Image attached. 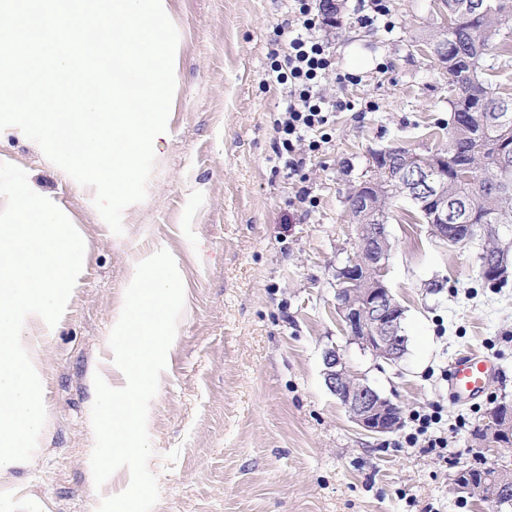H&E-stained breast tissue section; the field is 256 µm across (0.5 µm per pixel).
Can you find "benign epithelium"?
Here are the masks:
<instances>
[{
	"mask_svg": "<svg viewBox=\"0 0 512 512\" xmlns=\"http://www.w3.org/2000/svg\"><path fill=\"white\" fill-rule=\"evenodd\" d=\"M448 156L404 155L399 169L396 195L416 211L431 208L432 233L448 239V221L457 216L458 204L448 201ZM371 200L354 194L348 201L351 220L371 212ZM359 249L336 270V311L344 323L349 343L357 345L373 360L392 363L402 347L404 308L381 276L388 258L387 228L367 235L363 224L355 225ZM325 382L330 392L360 430L376 436L398 429L395 418L399 407L385 397L367 378L354 372L344 355L330 349L323 357ZM486 444L512 440V403L502 402L488 410L484 421ZM482 469L491 472L490 482L459 483L455 491L477 500H487L496 508L512 507V461L496 458Z\"/></svg>",
	"mask_w": 512,
	"mask_h": 512,
	"instance_id": "1",
	"label": "benign epithelium"
}]
</instances>
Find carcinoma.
Segmentation results:
<instances>
[{
  "instance_id": "obj_1",
  "label": "carcinoma",
  "mask_w": 512,
  "mask_h": 512,
  "mask_svg": "<svg viewBox=\"0 0 512 512\" xmlns=\"http://www.w3.org/2000/svg\"><path fill=\"white\" fill-rule=\"evenodd\" d=\"M457 16L448 42L437 44L426 38L431 54L448 73V197L469 207V223L453 227L448 242L463 245L474 239L471 225L488 226L480 263L507 258L496 236L497 224H512V170L498 168L497 158L479 150L472 133L482 131L488 139H505L512 150V91L492 86L486 78L487 58L507 68L512 62V0H479L496 6L502 22L492 25L481 9H465L473 0H445ZM377 187L369 194L389 221L392 197L383 175L375 173Z\"/></svg>"
}]
</instances>
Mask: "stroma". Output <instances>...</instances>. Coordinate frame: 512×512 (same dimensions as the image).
<instances>
[{
	"mask_svg": "<svg viewBox=\"0 0 512 512\" xmlns=\"http://www.w3.org/2000/svg\"><path fill=\"white\" fill-rule=\"evenodd\" d=\"M335 2L341 23L327 37L337 75L325 86L374 107L337 113L303 177L277 153L287 103L264 83L289 0H165L179 32L169 139L146 199L123 212V235L95 209L92 188L64 179L19 128L0 131V162L25 170L86 246L54 333L31 338L46 423L32 460L0 474V495L38 500L41 512H98L128 487L125 468L94 485L90 380L123 385L112 319L131 267L162 246L180 265L184 309L150 403L153 512H497L450 492L458 471L488 455L474 433L490 401L512 399V281L481 279V241L448 244L397 202L385 279L405 308V355L376 363L336 314V267L355 251L346 196L368 178L372 153L448 146V75L423 45L441 18L431 0H388L387 15L365 27L356 0ZM354 73L361 84L337 83ZM333 347L406 415L439 411L445 457L409 445L407 419L384 437L362 432L325 383ZM465 350L497 369L472 406L448 389V365Z\"/></svg>",
	"mask_w": 512,
	"mask_h": 512,
	"instance_id": "35a3bbf8",
	"label": "stroma"
}]
</instances>
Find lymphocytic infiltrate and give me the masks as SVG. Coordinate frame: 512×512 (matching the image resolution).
Returning <instances> with one entry per match:
<instances>
[{
    "label": "lymphocytic infiltrate",
    "instance_id": "lymphocytic-infiltrate-1",
    "mask_svg": "<svg viewBox=\"0 0 512 512\" xmlns=\"http://www.w3.org/2000/svg\"><path fill=\"white\" fill-rule=\"evenodd\" d=\"M333 10L324 0H292L287 22L288 50L274 60L267 74L271 83L283 86L288 105L276 123V149L287 153L292 173H299L306 155L328 142L327 129L337 111L354 110L353 101L327 93L324 81L335 69L324 34L333 25Z\"/></svg>",
    "mask_w": 512,
    "mask_h": 512
}]
</instances>
